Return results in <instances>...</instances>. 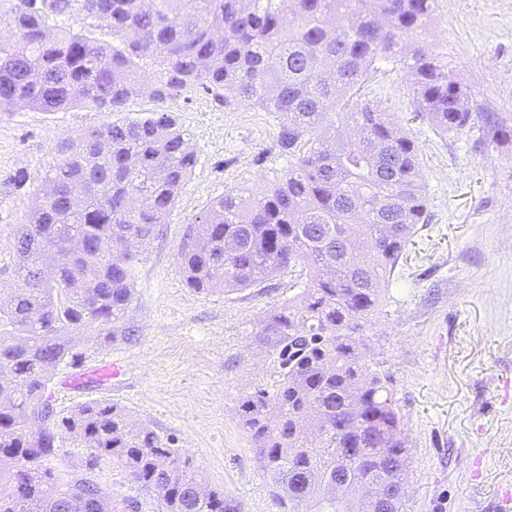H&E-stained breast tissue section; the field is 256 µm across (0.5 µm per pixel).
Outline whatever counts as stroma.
Wrapping results in <instances>:
<instances>
[{
  "label": "stroma",
  "mask_w": 512,
  "mask_h": 512,
  "mask_svg": "<svg viewBox=\"0 0 512 512\" xmlns=\"http://www.w3.org/2000/svg\"><path fill=\"white\" fill-rule=\"evenodd\" d=\"M419 38L481 110L512 115V0H435ZM380 69L362 92L418 145L429 196L427 223L363 326L370 365L385 376L410 439L406 512H499L498 498L512 495V140L485 143L477 127L439 136L414 118L406 73L387 62ZM168 107L191 135L196 165L135 266L127 338L59 369L57 406L116 403L171 438L238 512H278L239 405L278 383L277 354L259 332L270 310L295 294L293 281L283 275L233 293H197L184 282L176 250L211 200L282 176L280 119L246 104L219 105L201 89ZM153 108L141 96L112 114L1 112L0 251L8 249L6 230L25 223L28 202L42 193L59 141ZM21 170L27 181L19 188L13 177ZM99 479L113 499L136 500L134 512H161L157 497L121 468L102 465Z\"/></svg>",
  "instance_id": "stroma-1"
}]
</instances>
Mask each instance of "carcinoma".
<instances>
[{
	"label": "carcinoma",
	"instance_id": "cac0c4a2",
	"mask_svg": "<svg viewBox=\"0 0 512 512\" xmlns=\"http://www.w3.org/2000/svg\"><path fill=\"white\" fill-rule=\"evenodd\" d=\"M434 0H13L0 9V112L30 107L120 112L148 94L144 119L107 123L56 145L60 156L0 262V512H126L102 496L103 461L156 494L164 512H237L224 491L105 400L67 415L51 384L100 343L126 337L134 268L166 223L195 164L188 130L167 109L202 88L221 105L282 117L276 145L288 170L260 193L231 191L195 216L178 247L198 293L254 288L301 268L307 282L273 309L260 335L278 355L273 393L245 396L240 419L283 512H351L352 484L406 481L410 448L387 381L360 333L381 305L428 191L415 141L353 90L381 61L402 65L415 116L448 134L479 125L512 138V117L482 112L467 85L429 49L408 43ZM80 15L106 27L62 28ZM151 61L156 69L144 70ZM54 427L87 450L61 471Z\"/></svg>",
	"mask_w": 512,
	"mask_h": 512
}]
</instances>
